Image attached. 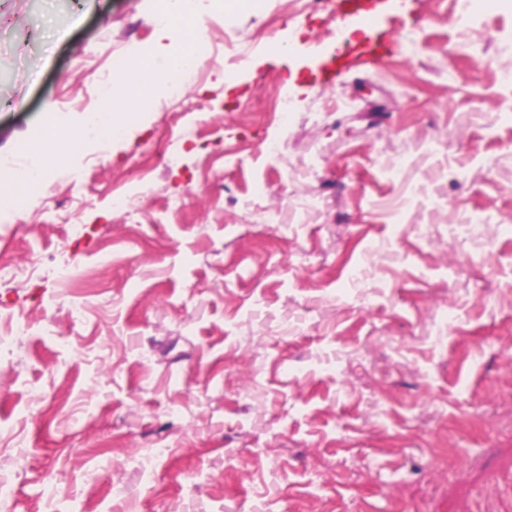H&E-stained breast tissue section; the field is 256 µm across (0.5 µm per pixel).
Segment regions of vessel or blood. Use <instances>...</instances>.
Masks as SVG:
<instances>
[{
	"instance_id": "obj_1",
	"label": "vessel or blood",
	"mask_w": 512,
	"mask_h": 512,
	"mask_svg": "<svg viewBox=\"0 0 512 512\" xmlns=\"http://www.w3.org/2000/svg\"><path fill=\"white\" fill-rule=\"evenodd\" d=\"M389 0H329L330 20L343 50L325 60L319 80L334 85L357 71L377 69L395 51L396 30L383 27L379 19Z\"/></svg>"
}]
</instances>
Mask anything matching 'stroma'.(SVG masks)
I'll return each mask as SVG.
<instances>
[{
    "label": "stroma",
    "instance_id": "stroma-1",
    "mask_svg": "<svg viewBox=\"0 0 512 512\" xmlns=\"http://www.w3.org/2000/svg\"><path fill=\"white\" fill-rule=\"evenodd\" d=\"M207 3L183 97L0 227L40 261L0 288V332L27 325L0 354V512H512V0L465 28L461 0H394L401 51L332 87L325 6ZM0 12V101H23L0 169L169 23L160 0Z\"/></svg>",
    "mask_w": 512,
    "mask_h": 512
}]
</instances>
